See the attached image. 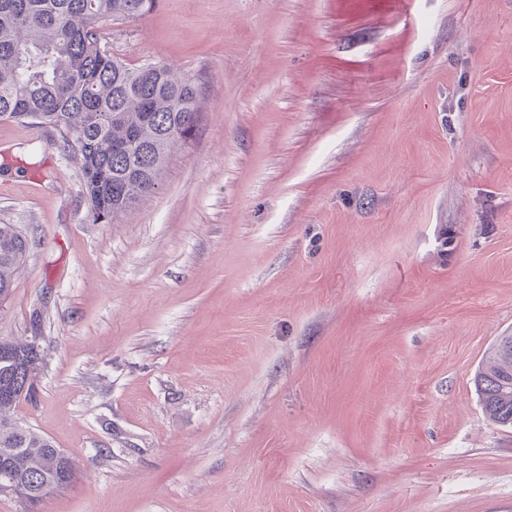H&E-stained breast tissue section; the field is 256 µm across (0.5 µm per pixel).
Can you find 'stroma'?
<instances>
[{"label": "stroma", "instance_id": "1", "mask_svg": "<svg viewBox=\"0 0 512 512\" xmlns=\"http://www.w3.org/2000/svg\"><path fill=\"white\" fill-rule=\"evenodd\" d=\"M102 36L194 77L154 192L0 121L29 254L11 414L74 462L39 512H512L473 376L512 335V0H157Z\"/></svg>", "mask_w": 512, "mask_h": 512}]
</instances>
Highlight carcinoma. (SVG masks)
Here are the masks:
<instances>
[{"label":"carcinoma","mask_w":512,"mask_h":512,"mask_svg":"<svg viewBox=\"0 0 512 512\" xmlns=\"http://www.w3.org/2000/svg\"><path fill=\"white\" fill-rule=\"evenodd\" d=\"M156 0H0V119L53 128L79 156L89 219L108 224L152 193L171 151L196 127L193 77L163 62L131 66L101 42L102 28L138 20ZM27 237L0 224V302L26 261ZM40 351L0 338V471L35 506L73 478L71 458L4 413L33 386ZM486 417L512 426V336H502L474 376Z\"/></svg>","instance_id":"obj_1"}]
</instances>
